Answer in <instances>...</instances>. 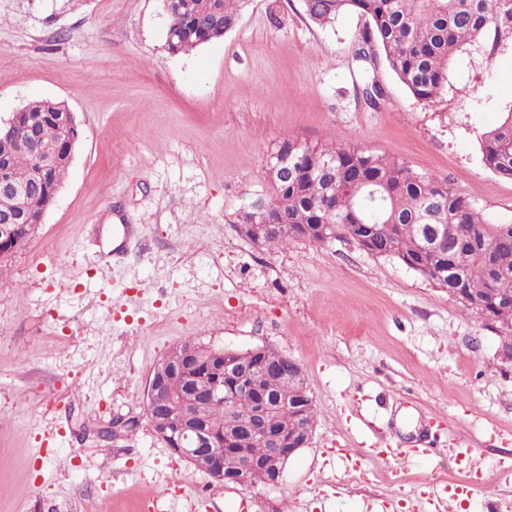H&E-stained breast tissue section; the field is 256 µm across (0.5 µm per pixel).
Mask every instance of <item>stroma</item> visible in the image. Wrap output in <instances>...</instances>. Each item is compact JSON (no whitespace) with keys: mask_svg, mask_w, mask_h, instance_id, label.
<instances>
[{"mask_svg":"<svg viewBox=\"0 0 512 512\" xmlns=\"http://www.w3.org/2000/svg\"><path fill=\"white\" fill-rule=\"evenodd\" d=\"M364 26L245 0L224 38L174 54L164 0H0V120L51 100L79 130L0 275V512H512V365L494 325L353 241L259 247L238 228L288 135L448 179L512 224V179L478 144L512 104V42L460 52L423 100L384 59H357ZM189 338L300 365L315 427L277 487L212 482L156 435L151 373ZM115 419L133 431L101 439ZM471 480L449 507L445 486Z\"/></svg>","mask_w":512,"mask_h":512,"instance_id":"35a3bbf8","label":"stroma"}]
</instances>
